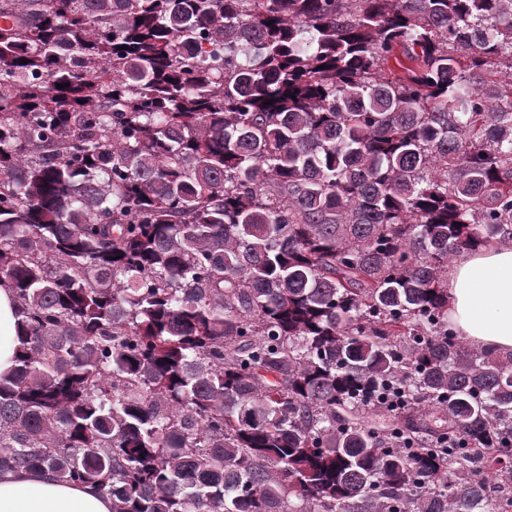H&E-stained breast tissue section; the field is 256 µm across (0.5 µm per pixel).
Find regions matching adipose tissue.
<instances>
[{"label": "adipose tissue", "mask_w": 512, "mask_h": 512, "mask_svg": "<svg viewBox=\"0 0 512 512\" xmlns=\"http://www.w3.org/2000/svg\"><path fill=\"white\" fill-rule=\"evenodd\" d=\"M448 318L468 344L512 352V244H491L455 262L448 273ZM19 345L13 293L0 286V373L14 367ZM0 512H112V502L91 487L18 470L0 474Z\"/></svg>", "instance_id": "obj_1"}]
</instances>
